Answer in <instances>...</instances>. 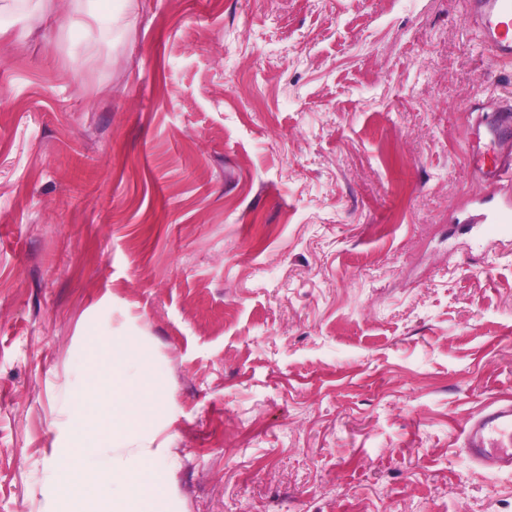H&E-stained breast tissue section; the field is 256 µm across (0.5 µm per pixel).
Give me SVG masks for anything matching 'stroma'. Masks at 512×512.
Wrapping results in <instances>:
<instances>
[{
  "label": "stroma",
  "mask_w": 512,
  "mask_h": 512,
  "mask_svg": "<svg viewBox=\"0 0 512 512\" xmlns=\"http://www.w3.org/2000/svg\"><path fill=\"white\" fill-rule=\"evenodd\" d=\"M11 2L0 512L66 508L92 326L157 367L155 512H512L461 436L512 393V234L461 233L512 65L464 0H135L85 48Z\"/></svg>",
  "instance_id": "stroma-1"
}]
</instances>
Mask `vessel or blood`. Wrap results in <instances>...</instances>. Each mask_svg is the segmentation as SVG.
Returning a JSON list of instances; mask_svg holds the SVG:
<instances>
[{"label":"vessel or blood","instance_id":"b4317fda","mask_svg":"<svg viewBox=\"0 0 512 512\" xmlns=\"http://www.w3.org/2000/svg\"><path fill=\"white\" fill-rule=\"evenodd\" d=\"M466 17L492 58L512 62V0H465ZM494 115L477 120L466 134L471 169L486 186L497 187L512 174V106L493 105ZM480 215L478 236L487 245L497 240L498 224L512 220V202L487 199ZM468 459L497 472H512V397L488 399L462 431Z\"/></svg>","mask_w":512,"mask_h":512}]
</instances>
